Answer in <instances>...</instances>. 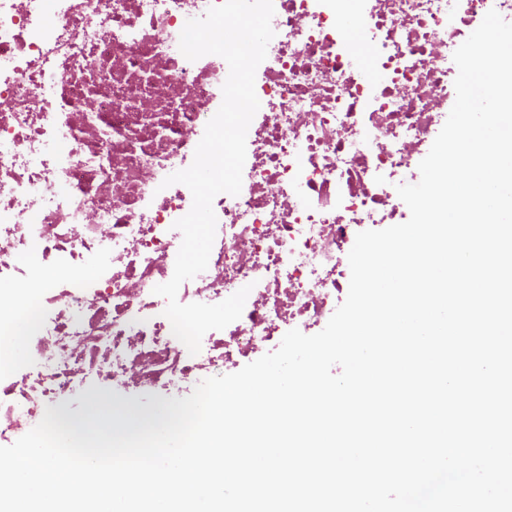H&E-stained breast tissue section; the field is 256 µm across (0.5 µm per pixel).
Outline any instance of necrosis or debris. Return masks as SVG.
I'll use <instances>...</instances> for the list:
<instances>
[{"label": "necrosis or debris", "mask_w": 512, "mask_h": 512, "mask_svg": "<svg viewBox=\"0 0 512 512\" xmlns=\"http://www.w3.org/2000/svg\"><path fill=\"white\" fill-rule=\"evenodd\" d=\"M215 2L0 0V322L21 296L37 300L23 356L0 372V446L46 408L72 419L77 392L102 406L118 380L189 393L291 329H322L357 234L406 209L396 187L456 96L449 52L489 10L512 22V0H273L242 189L215 197L208 266L177 298L250 293L193 355L153 289L173 276V224L192 206L163 181L191 165L223 100L225 60L179 49L186 19ZM359 45L379 83L355 67Z\"/></svg>", "instance_id": "necrosis-or-debris-1"}]
</instances>
